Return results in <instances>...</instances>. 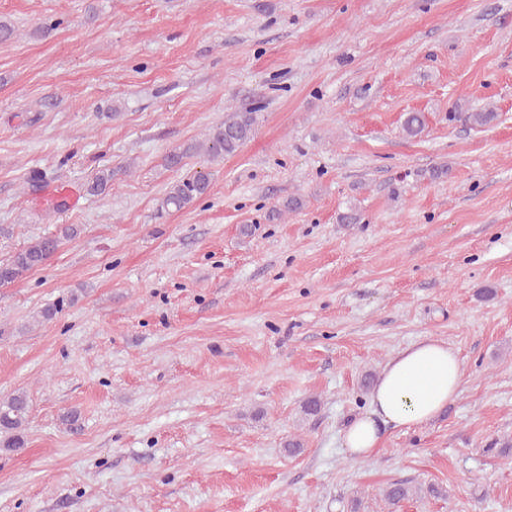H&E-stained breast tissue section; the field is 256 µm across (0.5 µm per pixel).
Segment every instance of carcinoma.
Listing matches in <instances>:
<instances>
[{
    "label": "carcinoma",
    "mask_w": 512,
    "mask_h": 512,
    "mask_svg": "<svg viewBox=\"0 0 512 512\" xmlns=\"http://www.w3.org/2000/svg\"><path fill=\"white\" fill-rule=\"evenodd\" d=\"M499 113L492 109L470 112L467 120L474 126L486 127L498 120ZM257 113L251 110L227 112L224 122L212 127L206 138L199 144H189L179 151L166 156L169 166H178L186 157L193 155L215 158L219 155H233L252 139L256 130ZM427 127L426 117L421 112H407L401 123L402 132L409 138L420 136ZM115 171L103 169L90 186L93 193H103L112 186ZM210 187L208 174L202 171L189 172L172 183L160 206L163 209L182 210L191 206L198 198L205 195ZM304 199L290 196L281 204L273 207L269 219L279 220L286 213L302 210ZM78 234V227L68 224L52 236L38 237L23 246L7 261L0 262V284L15 283L31 270L38 268L58 250L62 241L72 239ZM29 414L28 397L23 392H16L5 399H0V448L17 451L25 446V424ZM415 490L406 481H396L383 489L384 500L392 508L413 497Z\"/></svg>",
    "instance_id": "carcinoma-1"
}]
</instances>
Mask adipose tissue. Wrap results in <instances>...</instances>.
Here are the masks:
<instances>
[{
    "label": "adipose tissue",
    "mask_w": 512,
    "mask_h": 512,
    "mask_svg": "<svg viewBox=\"0 0 512 512\" xmlns=\"http://www.w3.org/2000/svg\"><path fill=\"white\" fill-rule=\"evenodd\" d=\"M464 376L457 351L444 341L427 338L403 348L384 364L366 412L345 425L343 448L352 458H371L384 427L410 429L430 422L458 396Z\"/></svg>",
    "instance_id": "1"
}]
</instances>
